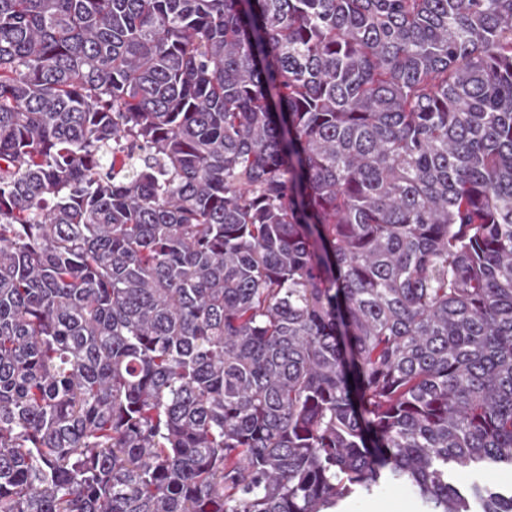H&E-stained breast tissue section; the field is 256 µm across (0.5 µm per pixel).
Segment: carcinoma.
I'll list each match as a JSON object with an SVG mask.
<instances>
[{"label": "carcinoma", "mask_w": 512, "mask_h": 512, "mask_svg": "<svg viewBox=\"0 0 512 512\" xmlns=\"http://www.w3.org/2000/svg\"><path fill=\"white\" fill-rule=\"evenodd\" d=\"M512 0H0V512H512ZM489 481L496 488L502 491L512 489V468L502 465L490 473L483 472H459L454 474V482L459 487H465L475 481ZM344 512H420V506L410 489L401 483L376 488L369 495L349 499Z\"/></svg>", "instance_id": "carcinoma-1"}]
</instances>
